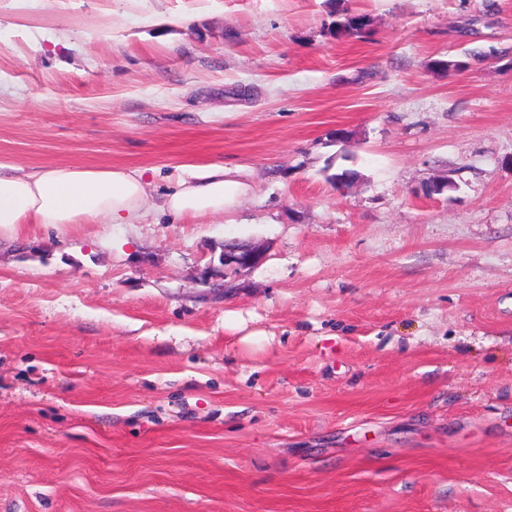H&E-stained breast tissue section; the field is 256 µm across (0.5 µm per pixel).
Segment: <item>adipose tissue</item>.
<instances>
[{"label": "adipose tissue", "mask_w": 512, "mask_h": 512, "mask_svg": "<svg viewBox=\"0 0 512 512\" xmlns=\"http://www.w3.org/2000/svg\"><path fill=\"white\" fill-rule=\"evenodd\" d=\"M248 192L221 164L199 167L192 182L162 199V213L176 217L221 216ZM150 198L143 172L121 167L56 166L23 170L0 165V229L20 224H136Z\"/></svg>", "instance_id": "adipose-tissue-1"}]
</instances>
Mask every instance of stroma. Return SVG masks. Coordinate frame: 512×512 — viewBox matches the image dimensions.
<instances>
[{
	"instance_id": "stroma-1",
	"label": "stroma",
	"mask_w": 512,
	"mask_h": 512,
	"mask_svg": "<svg viewBox=\"0 0 512 512\" xmlns=\"http://www.w3.org/2000/svg\"><path fill=\"white\" fill-rule=\"evenodd\" d=\"M1 164L154 193L0 231V512H512V0H0ZM370 18L364 14H352L348 10L338 13L332 22L330 34L336 39L365 38L370 31ZM228 175L221 164L199 167L192 182L181 183L162 198L158 210L176 217L224 216L234 211L248 192L246 184ZM267 250L255 244H224V252L220 261L224 271L236 272L241 269H250L264 263Z\"/></svg>"
}]
</instances>
